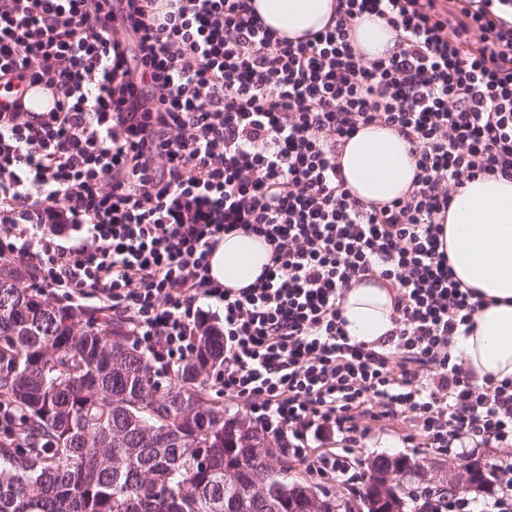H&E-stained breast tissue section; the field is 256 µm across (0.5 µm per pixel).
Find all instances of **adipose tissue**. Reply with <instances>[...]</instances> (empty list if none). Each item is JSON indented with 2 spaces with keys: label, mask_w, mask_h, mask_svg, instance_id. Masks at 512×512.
Masks as SVG:
<instances>
[{
  "label": "adipose tissue",
  "mask_w": 512,
  "mask_h": 512,
  "mask_svg": "<svg viewBox=\"0 0 512 512\" xmlns=\"http://www.w3.org/2000/svg\"><path fill=\"white\" fill-rule=\"evenodd\" d=\"M278 36L296 38L335 23L337 0H250ZM352 39L365 59L387 55L396 33L374 17L359 20ZM352 197L369 203L404 196L416 173L409 144L395 130L367 126L339 158ZM441 244L455 278L475 291L480 307L470 333L455 336L451 356L475 383L512 379V179L478 176L458 191L441 221ZM262 237L225 234L210 257V277L226 288L253 283L269 263ZM396 290L372 276L355 282L340 301L344 329L354 342L378 344L398 316Z\"/></svg>",
  "instance_id": "obj_1"
}]
</instances>
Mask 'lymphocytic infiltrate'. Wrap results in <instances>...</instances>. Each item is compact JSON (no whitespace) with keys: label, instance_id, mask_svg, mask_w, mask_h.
I'll return each instance as SVG.
<instances>
[{"label":"lymphocytic infiltrate","instance_id":"lymphocytic-infiltrate-1","mask_svg":"<svg viewBox=\"0 0 512 512\" xmlns=\"http://www.w3.org/2000/svg\"><path fill=\"white\" fill-rule=\"evenodd\" d=\"M337 8L332 28L293 43L249 0H0V253L128 324L162 373L218 319L225 396L297 457L342 433L346 452L313 468L352 483L377 405L412 413L430 448L512 447V380L480 387L450 362L478 304L439 222L472 177L512 176V0ZM366 14L395 29L391 55L358 53ZM29 82L52 88L51 111L26 110ZM372 125L403 136L417 173L405 196L368 205L338 158ZM234 231L272 248L237 290L209 275ZM375 275L399 316L371 347L350 342L339 303ZM498 473L491 502L425 486L411 512H512V462Z\"/></svg>","mask_w":512,"mask_h":512}]
</instances>
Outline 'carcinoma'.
<instances>
[{
    "label": "carcinoma",
    "mask_w": 512,
    "mask_h": 512,
    "mask_svg": "<svg viewBox=\"0 0 512 512\" xmlns=\"http://www.w3.org/2000/svg\"><path fill=\"white\" fill-rule=\"evenodd\" d=\"M3 264L0 402L30 446L0 440V512H267L266 494L290 489L288 459L253 448L259 432L224 434L208 396L219 329L201 328L196 353L157 377L122 322L46 301L22 287L31 270Z\"/></svg>",
    "instance_id": "obj_1"
}]
</instances>
